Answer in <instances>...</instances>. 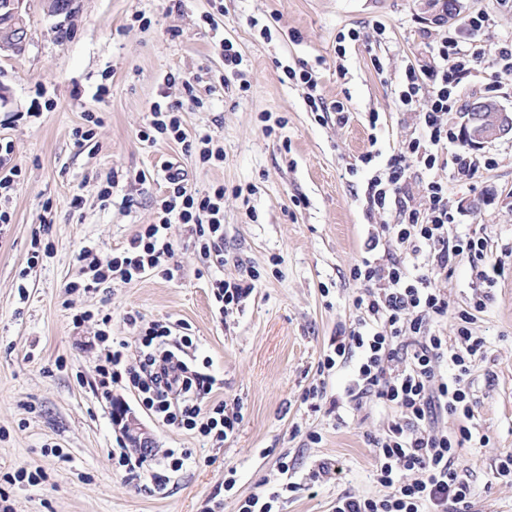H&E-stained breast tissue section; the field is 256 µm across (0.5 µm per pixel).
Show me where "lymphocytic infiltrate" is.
Wrapping results in <instances>:
<instances>
[{"mask_svg": "<svg viewBox=\"0 0 512 512\" xmlns=\"http://www.w3.org/2000/svg\"><path fill=\"white\" fill-rule=\"evenodd\" d=\"M484 17L460 21L448 36L427 46L425 63L410 67L399 99L413 107L427 99L417 113L419 135L406 139L398 152L367 181L370 213L395 214L393 224L370 225L361 257L350 269L364 289L353 300L350 325L338 326L319 372L353 363L350 383L335 402L337 423L345 413L368 403L388 408L391 418L383 434L373 439V475L383 496H340L332 512H471L473 489L462 474L459 451L474 442L486 443L476 422L474 402L465 382L487 355L486 340L471 326L489 300L494 278L487 267L475 270L481 287L469 308L453 310L438 281L447 279L453 264L465 255L483 254L484 239L450 234L455 218L448 209V185L430 181L424 199L410 200L409 165L431 170L458 135L448 123L456 108L458 89L471 74L482 51L474 31ZM449 151V150H448ZM167 192L159 200L155 223L143 225L120 255L102 260L81 252L93 284L118 279L132 281L158 268L174 254L173 223L192 227L194 243L213 264L224 262V187L201 195L193 192L180 172L166 174ZM459 326L448 337L439 328L449 314ZM98 337L104 347L98 366L101 398L123 384L137 394L158 420L221 444L233 437L243 420L240 404L226 401L202 409L211 394L212 376L190 367L185 356L193 345L190 334L173 336L169 324L151 323L134 355L125 342H114L107 328ZM459 421L457 432L442 425L447 416Z\"/></svg>", "mask_w": 512, "mask_h": 512, "instance_id": "1", "label": "lymphocytic infiltrate"}]
</instances>
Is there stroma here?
Returning <instances> with one entry per match:
<instances>
[{"instance_id": "1", "label": "stroma", "mask_w": 512, "mask_h": 512, "mask_svg": "<svg viewBox=\"0 0 512 512\" xmlns=\"http://www.w3.org/2000/svg\"><path fill=\"white\" fill-rule=\"evenodd\" d=\"M477 13L492 20L473 35L486 53L459 98L487 97L512 110V77L488 90L493 52L512 40V11L497 0H77L69 18L50 14L47 0H30L26 51L0 54V139L11 141L21 170L0 196V211L12 217L0 228V512H202L210 498L218 512H237L246 497L281 482L284 459L298 488L280 512H331L342 495H383L372 477V440L387 410L371 403L337 425L332 402L351 370L322 378L317 366L363 289L349 271L368 229L366 181L419 131L399 101L406 69L422 58L426 40L444 39ZM351 29L359 40L337 56V33ZM221 39L240 54L249 91L221 83L224 60L213 49ZM288 67L310 71L319 97L343 102L346 121L311 112L306 85L288 79ZM197 73L194 106L180 79ZM162 97L182 103L188 139L210 136L223 163H202L163 136L141 140ZM88 112L98 125H87ZM86 127L91 139L77 141L75 129ZM370 149L372 167L359 165ZM473 153L494 165L469 175L412 166L407 183L418 199L429 181L447 182L453 233L486 238L499 264L488 309L472 325L488 346L470 391L489 441L459 457L472 476L474 512H512V484L491 478L499 454L512 450V256L502 250L512 243V138ZM167 163L197 192L225 186L223 265L204 268L187 226L176 224L175 254L164 268L68 291L88 281L81 250L109 258L155 222ZM36 236L45 251L34 252ZM217 279L252 280L256 288L223 313ZM85 310L109 313L112 339L131 345L154 321L172 324L176 336L189 332L190 358L216 379L201 406L239 400L236 436L219 447L165 425L120 385L101 399L96 323L73 322ZM318 382L326 393L315 411L300 395ZM116 400L154 438L150 471L131 476L112 466L113 448L125 442L112 421ZM311 430L319 443L307 440ZM169 448L192 453L179 472L164 465ZM325 459L339 473L309 489V470ZM230 469L236 484L228 492ZM20 470L41 478L6 482Z\"/></svg>"}]
</instances>
